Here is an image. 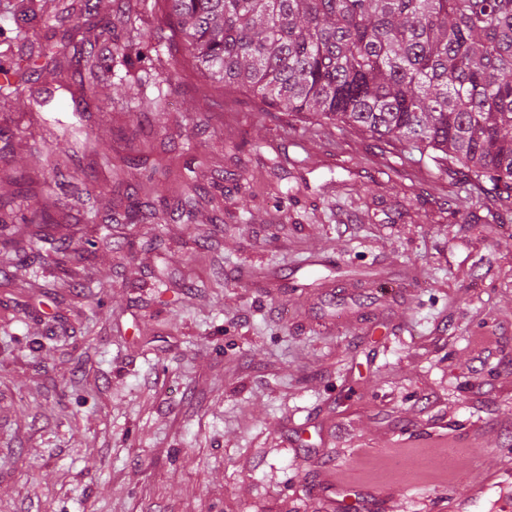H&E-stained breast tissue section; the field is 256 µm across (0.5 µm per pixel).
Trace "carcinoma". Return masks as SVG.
Instances as JSON below:
<instances>
[{"label":"carcinoma","instance_id":"cac0c4a2","mask_svg":"<svg viewBox=\"0 0 512 512\" xmlns=\"http://www.w3.org/2000/svg\"><path fill=\"white\" fill-rule=\"evenodd\" d=\"M192 65L208 82L244 88L278 111L308 112L451 156L469 180L512 193V0H163ZM138 15H125L126 42L112 57L85 41L73 53L36 43L5 55L0 69L34 76L42 58L55 81L70 85L81 67L104 82L131 53L161 41ZM18 88L0 84V111ZM19 192L38 181L0 169ZM157 170L140 174L126 218L154 216L146 200L162 196ZM68 219L38 211L30 238L47 242Z\"/></svg>","mask_w":512,"mask_h":512}]
</instances>
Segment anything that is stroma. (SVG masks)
I'll return each mask as SVG.
<instances>
[{
	"mask_svg": "<svg viewBox=\"0 0 512 512\" xmlns=\"http://www.w3.org/2000/svg\"><path fill=\"white\" fill-rule=\"evenodd\" d=\"M17 27L117 44L99 17ZM151 27L172 35L161 9ZM146 52L86 112L50 70L21 88L0 154L41 171L0 249V512H448L512 464V197L455 160L269 112ZM170 78L168 106L146 101ZM186 164L191 224H126L128 188L72 154ZM75 216L61 257L28 243L42 206ZM461 449V457L450 449ZM400 468H393V461Z\"/></svg>",
	"mask_w": 512,
	"mask_h": 512,
	"instance_id": "1",
	"label": "stroma"
}]
</instances>
